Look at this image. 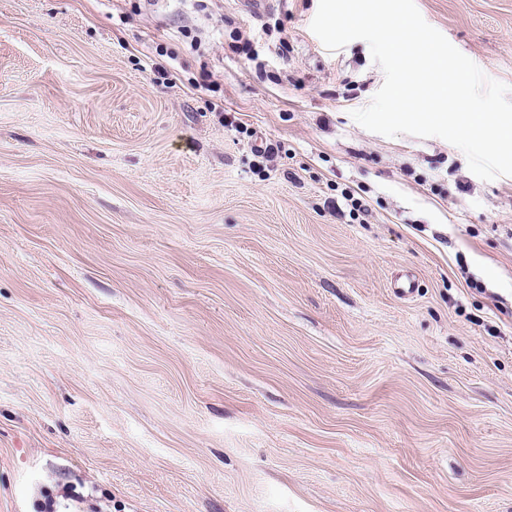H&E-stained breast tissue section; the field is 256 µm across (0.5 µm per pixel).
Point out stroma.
Segmentation results:
<instances>
[{
  "instance_id": "stroma-1",
  "label": "stroma",
  "mask_w": 512,
  "mask_h": 512,
  "mask_svg": "<svg viewBox=\"0 0 512 512\" xmlns=\"http://www.w3.org/2000/svg\"><path fill=\"white\" fill-rule=\"evenodd\" d=\"M415 4L512 86V0ZM317 7L0 0V512H512V176Z\"/></svg>"
}]
</instances>
